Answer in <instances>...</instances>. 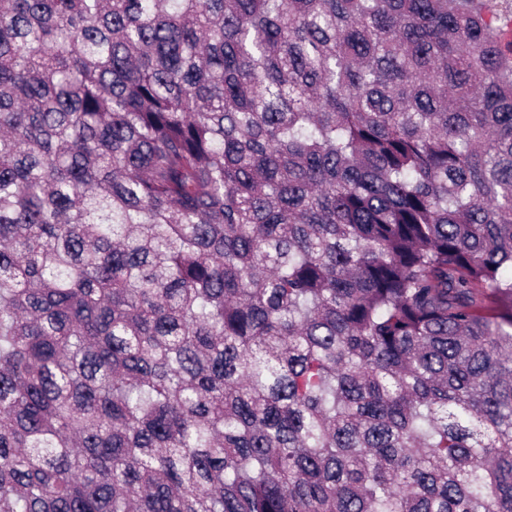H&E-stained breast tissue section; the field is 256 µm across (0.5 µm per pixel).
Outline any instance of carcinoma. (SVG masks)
Masks as SVG:
<instances>
[{"label": "carcinoma", "mask_w": 512, "mask_h": 512, "mask_svg": "<svg viewBox=\"0 0 512 512\" xmlns=\"http://www.w3.org/2000/svg\"><path fill=\"white\" fill-rule=\"evenodd\" d=\"M0 512H512V0H0Z\"/></svg>", "instance_id": "carcinoma-1"}]
</instances>
